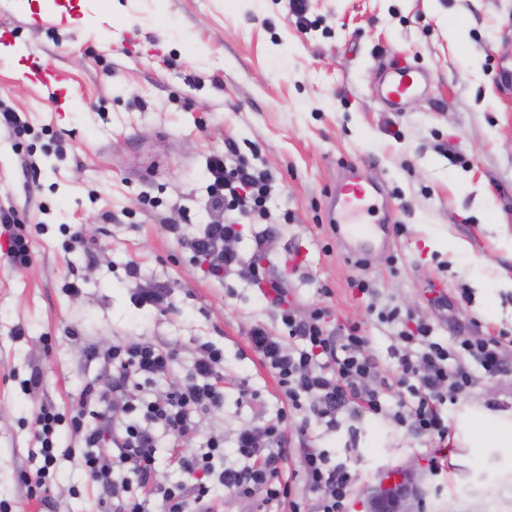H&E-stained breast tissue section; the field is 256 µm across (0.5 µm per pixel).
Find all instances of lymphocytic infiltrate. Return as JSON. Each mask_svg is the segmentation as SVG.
Returning a JSON list of instances; mask_svg holds the SVG:
<instances>
[{"mask_svg":"<svg viewBox=\"0 0 512 512\" xmlns=\"http://www.w3.org/2000/svg\"><path fill=\"white\" fill-rule=\"evenodd\" d=\"M210 208L214 219L196 235L181 225H168L190 263L203 264L209 277L224 281L229 274L256 286L264 300L277 312L284 335L273 334L264 325L249 332L253 349L273 371L286 403L275 419L241 427L235 437L237 464L215 468V456L224 452V439L212 436L203 447L184 453L182 444L198 432L200 414L224 407V354L211 345H201L189 378L173 390L142 396L145 387L169 379L174 353L150 341H133L87 350L89 360L115 370L112 386L103 389L87 384L79 395L80 409L71 427L81 443V460L96 485L102 512H209L213 506L211 482L221 484L232 497L254 503L256 512H347L354 482L351 471L331 463L326 452L313 448L300 451L308 487L319 492L316 503L296 501L291 484L284 480L282 464L288 450L282 441L289 413H301L326 427H336L340 414L390 416L412 432L448 439V422L440 408L447 398H465L473 379L465 359H473L488 371L503 367L501 343L495 338L456 337L452 342L434 341L433 327L399 307L378 311L381 323L395 327L405 345L422 342V352L404 353L399 361L397 384L403 394L395 410L384 406L381 373L374 358L364 351L365 339L358 326L329 327L328 312L321 307L296 315L287 300L284 280L273 270L265 237L254 239L250 259L229 249L241 235V222L265 216L272 178L237 154L214 156ZM0 228L9 242L7 258L20 271L33 261L32 241L13 208L0 207ZM62 416L53 408L41 407L36 416L41 444V466L22 476L28 498L43 500L58 450L52 436ZM169 436L172 457L184 473L171 484L157 477L156 448L160 436ZM134 463L140 493L128 494L110 504L112 491L125 487L119 473Z\"/></svg>","mask_w":512,"mask_h":512,"instance_id":"1","label":"lymphocytic infiltrate"}]
</instances>
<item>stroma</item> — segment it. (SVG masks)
<instances>
[{
  "mask_svg": "<svg viewBox=\"0 0 512 512\" xmlns=\"http://www.w3.org/2000/svg\"><path fill=\"white\" fill-rule=\"evenodd\" d=\"M311 30L300 31L284 0H0V103L31 126L0 130V205L17 210L35 260L22 271L0 257V500L13 512H97L79 456L58 462L48 506L19 481L34 471L33 423L44 403L61 412L80 388L109 371L86 360L91 345L151 340L176 353L182 382L197 348L224 350V408L202 415L190 447L224 436L226 463L245 424L273 418L282 394L251 349L257 323L280 331L258 288L218 283L182 254L167 232L211 221L208 161L235 143L274 177L266 218L242 227L236 248L250 257L265 235L277 261L296 254L288 300L297 314L327 308L332 321L360 326L383 377L394 379L396 330L367 308L399 306L430 323L441 341L512 335V0H310ZM407 61L429 86L389 112L376 97L385 66ZM64 73L62 97L29 68ZM39 165L30 173L29 161ZM380 187L375 218L402 232L347 262L348 246L327 222V205L347 168ZM94 243L70 248L73 228ZM453 237L464 249L436 250ZM168 284L165 310L136 308V280ZM369 282L374 294L351 288ZM78 281L73 294L66 285ZM329 294H320V286ZM23 336H15L16 328ZM506 367L468 369V398L445 405L449 440L434 465L427 437L389 419L341 418L333 429L289 420L285 473L307 495L300 450L327 451L358 474L349 512H370L389 471L414 472L403 491L422 493V512H448L459 493L486 485L488 464L512 473V342ZM40 386L23 390L32 367Z\"/></svg>",
  "mask_w": 512,
  "mask_h": 512,
  "instance_id": "stroma-1",
  "label": "stroma"
}]
</instances>
